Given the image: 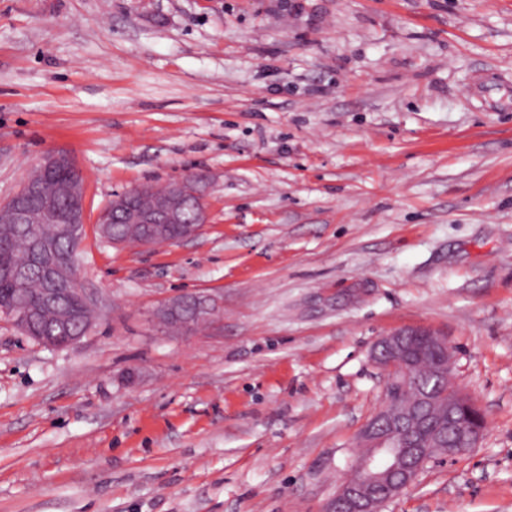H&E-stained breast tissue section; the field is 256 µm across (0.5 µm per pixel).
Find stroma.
Instances as JSON below:
<instances>
[{
  "label": "stroma",
  "mask_w": 512,
  "mask_h": 512,
  "mask_svg": "<svg viewBox=\"0 0 512 512\" xmlns=\"http://www.w3.org/2000/svg\"><path fill=\"white\" fill-rule=\"evenodd\" d=\"M85 179L80 343L0 316V512H325L385 382L447 336L480 443L382 512H512V0H0V202ZM200 175L189 242L113 196ZM220 313L158 329L164 299ZM39 167L46 174L67 168L79 170L73 157L65 152H49L45 154L39 161Z\"/></svg>",
  "instance_id": "1"
}]
</instances>
